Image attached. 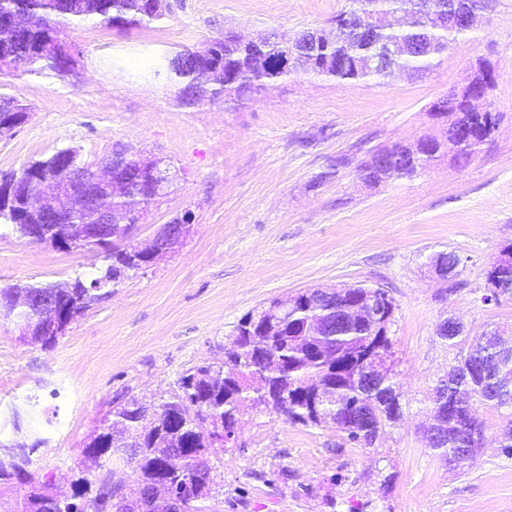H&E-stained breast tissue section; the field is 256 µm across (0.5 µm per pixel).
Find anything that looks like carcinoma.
<instances>
[{"label":"carcinoma","mask_w":512,"mask_h":512,"mask_svg":"<svg viewBox=\"0 0 512 512\" xmlns=\"http://www.w3.org/2000/svg\"><path fill=\"white\" fill-rule=\"evenodd\" d=\"M461 0H349L336 15V23L349 12L376 18L378 26L369 37L351 38L341 43L321 37L317 52L297 62L295 70L279 68L280 59L294 47L276 33L264 38L267 66H257L252 49L224 34V40L199 49L184 50L157 61L154 74L175 77L184 83V97L191 101L205 93L211 97L258 90L269 82L303 71L336 81L369 83L388 76L395 69L426 71L436 56L466 33L463 28H439L431 13L448 12ZM111 23L120 21L142 25L158 21L163 12L148 0H0V53L26 58L30 72L51 71L68 74L72 59L62 47L60 26L77 24L90 17ZM223 65L224 79L209 77L208 66ZM439 116L460 134L458 159L467 161L476 147L488 140L496 127L492 112H462L453 100L443 105ZM27 118V108L13 97L0 96V129L12 131L15 121ZM444 140L423 137L415 147L395 146L372 154L359 169L360 178L375 183L382 179H411L432 167L440 157ZM85 166L78 151L61 148L44 160L26 165L18 175L31 171L43 178L68 185L73 172ZM131 181L116 190L99 188L92 204L66 212L58 224L42 221V207L27 200L21 191L14 194V206H0V222L10 224L27 238L32 225L40 226V240L57 246L63 236L76 240L75 249L112 247L103 275L84 281H55L40 285L10 286L0 289V308L9 304L12 293L22 289L34 296L52 298L64 321L53 330L25 332L32 343L53 345L67 326L93 304L112 293V286L135 271L139 257L132 247L116 242L129 238L151 204L137 196ZM112 216V241L97 239L95 214ZM431 263L441 273L459 267L453 252H440ZM495 293H512V245L501 250L486 272ZM373 292L366 285H342L334 293L309 288L245 314L231 341L224 345V360L206 363L180 377L175 390L155 403L157 417L150 431L142 430L139 419L143 401L131 396L112 408L85 449V457L98 468L124 455L132 469L137 490L116 507V495L107 478L96 490L88 481L79 482L70 500L57 504L49 491L50 482L35 480L20 502L17 512H203L204 502L216 490L209 449L218 446L217 429H233L247 408L271 410L294 425L334 424L347 440L364 448L402 417L401 393L393 359L389 329L393 323V299L377 302L360 316L349 313ZM437 334L449 341L462 335L461 325L451 318L442 321ZM512 357V337L495 343H478L458 358L433 392L435 424L429 429L430 446L449 460L476 459L479 447L465 425L479 426L475 401L496 406L512 405V382L497 374V364ZM39 442L22 444L20 450L0 458V481L30 476L29 466ZM176 460L186 461L188 472L168 471Z\"/></svg>","instance_id":"cac0c4a2"}]
</instances>
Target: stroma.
Returning <instances> with one entry per match:
<instances>
[{
    "label": "stroma",
    "instance_id": "35a3bbf8",
    "mask_svg": "<svg viewBox=\"0 0 512 512\" xmlns=\"http://www.w3.org/2000/svg\"><path fill=\"white\" fill-rule=\"evenodd\" d=\"M161 21L64 26L65 76L0 70V94L29 108L0 136V172L77 148L89 164L122 146L165 160L175 178L132 237L151 238L191 212L181 244L129 274L76 318L56 344L24 341L0 321V438L38 443L35 478L62 472L98 482L83 450L122 397L158 400L179 378L224 358L240 319L304 288L364 284L395 303L389 335L402 417L370 448L335 426L303 427L276 413L243 415L235 443L211 449L216 492L206 512H512V458L498 442L512 407L478 404L484 446L457 474L426 438L439 379L479 337L512 334V294L492 296L485 272L512 244V0H481L477 23L430 71L378 84L299 74L248 97L183 98L177 79L145 63L233 31L246 38L335 33L347 0H169ZM497 73L488 100L498 127L467 161L444 151L411 180L366 183L373 152L413 145L445 127L433 104L477 62ZM460 260L454 284L429 259ZM104 249L66 251L0 223V288L92 279ZM462 322L457 342L437 335Z\"/></svg>",
    "mask_w": 512,
    "mask_h": 512
}]
</instances>
